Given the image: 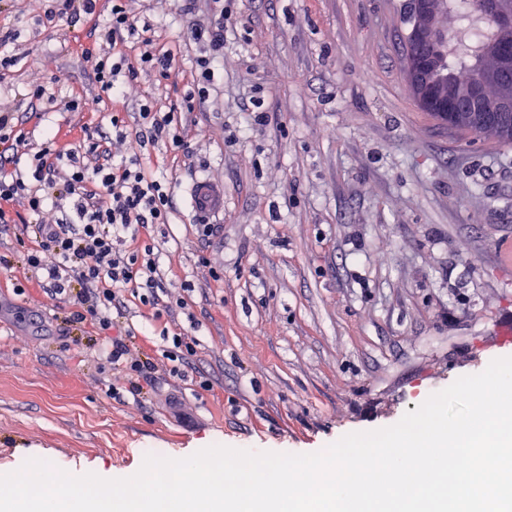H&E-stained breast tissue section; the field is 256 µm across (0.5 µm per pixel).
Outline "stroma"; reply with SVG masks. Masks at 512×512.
I'll return each instance as SVG.
<instances>
[{"label":"stroma","instance_id":"1","mask_svg":"<svg viewBox=\"0 0 512 512\" xmlns=\"http://www.w3.org/2000/svg\"><path fill=\"white\" fill-rule=\"evenodd\" d=\"M224 57L204 109L180 132L185 150L147 144L145 165L173 182L175 212L149 241L162 284L184 308L162 324L195 340L194 369L170 372L151 307L127 292L133 343L157 371L112 397L98 328L69 321L23 261L30 216L0 228V473L30 458L68 471L140 468L220 440L321 448L388 427L432 393L475 375L512 343V144L462 136L424 112L403 60L401 0H227ZM48 0H0V105L38 151L45 135L75 148L112 141V101L96 81L113 50L101 37L111 4L48 20ZM169 78L140 67L120 117L140 129L142 104L180 110L198 58L211 56L207 0H131ZM46 85L55 102L34 100ZM263 99L266 125L242 131ZM97 100L92 111L74 102ZM197 180L224 188L209 245L190 208ZM209 379V390L199 386Z\"/></svg>","mask_w":512,"mask_h":512}]
</instances>
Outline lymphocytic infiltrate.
<instances>
[{
  "label": "lymphocytic infiltrate",
  "mask_w": 512,
  "mask_h": 512,
  "mask_svg": "<svg viewBox=\"0 0 512 512\" xmlns=\"http://www.w3.org/2000/svg\"><path fill=\"white\" fill-rule=\"evenodd\" d=\"M104 37L114 43L133 39L142 47L138 60L122 56L98 62L96 79L113 105L123 103L140 65L169 76L168 54L154 47L149 26L139 25L128 0H112ZM140 118L142 128L132 137L123 131L120 117L112 119L117 139L126 144L120 160H112L106 141L93 139L87 146L63 151L52 137L34 154L28 173L0 181L1 224H10L7 205L19 199L37 217L26 227L32 235L24 249L28 266L41 273L50 294L69 298L74 322L91 319L104 331L114 318L124 317V294L130 288L145 289L141 302L154 307V320L164 315L153 294L159 285L157 262L141 236L170 223L172 184L147 171L143 150L163 136L171 150L179 151L184 140L172 127L173 113H156L147 103ZM49 203L69 210L70 218L44 223ZM106 361L134 390L155 368L121 339L113 340Z\"/></svg>",
  "instance_id": "obj_1"
}]
</instances>
